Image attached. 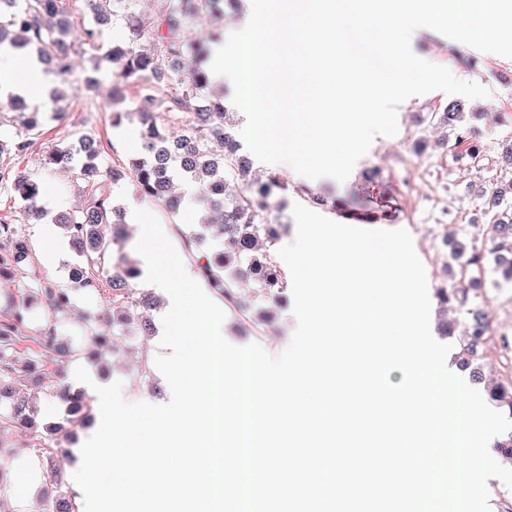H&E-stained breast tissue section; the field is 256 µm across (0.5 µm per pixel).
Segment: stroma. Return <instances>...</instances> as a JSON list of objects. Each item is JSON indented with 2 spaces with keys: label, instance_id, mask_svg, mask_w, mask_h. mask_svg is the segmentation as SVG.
Wrapping results in <instances>:
<instances>
[{
  "label": "stroma",
  "instance_id": "stroma-1",
  "mask_svg": "<svg viewBox=\"0 0 512 512\" xmlns=\"http://www.w3.org/2000/svg\"><path fill=\"white\" fill-rule=\"evenodd\" d=\"M168 6V0H132L127 8L117 4L110 6L109 22L102 28V46H109L111 37L125 35L128 15L150 18ZM240 21L238 15L227 13L218 18L203 8L179 35L189 44L208 45L216 28L229 33ZM411 46L418 56L448 67L457 78L477 82L490 90V97L466 101L465 107L467 121L476 130L478 141L492 160H499L506 144L512 141V59L475 52L474 48L433 31L415 34ZM471 55L477 56L480 62L478 70H468L460 63L461 57ZM94 56V51L84 44H74L70 77L73 91L64 101L56 103L48 99L38 106L42 112H63L64 120L48 122L33 148L25 156L11 161L13 170L48 185L49 191L42 205L48 212L46 220L50 223L63 213L79 214L86 204L87 191L84 181L74 171L46 165L47 147L89 136L97 141L99 161L104 165L115 158L127 160L139 149L136 122L126 120L115 127L111 124V115L134 109V101L140 96L141 89L139 85L118 80L111 66L95 65ZM90 75L95 77L97 84L92 90H83L82 83ZM450 101V95L433 91L403 102L398 108L397 134L376 137L350 177L342 183L330 178L297 182L286 168L254 162L253 167L258 173L279 176L287 185L277 196L275 210L277 221L288 227L280 238L281 244H288L295 237L294 204L305 203L307 193L313 192L355 202L369 212L387 211L390 218L381 221V228H403L411 234L415 251L426 271L428 286L432 289L449 278L438 247L452 231L466 228L478 246L491 248V218L485 214L482 200L469 188L478 176L471 169L463 149L456 147L453 138L449 137L447 128L426 118L427 113L443 111ZM374 166L383 169L382 182L374 183L364 178V170ZM110 190L113 201L125 210L141 208L154 214L168 237H175L176 225L197 221L194 210L175 212L161 201L138 197L130 182L112 183ZM21 230L31 241L33 265L13 276L0 278V320L7 319L27 304L33 316L28 336H38L43 325L53 319L62 324V336L66 341H82L86 324L111 312V301L78 291L70 304L57 312L45 301L33 300L37 282L65 284L66 264L75 259L77 253L65 234H58L49 244L37 241L36 225L25 224ZM237 292L246 310L242 313L227 311L222 326L225 338L237 345L259 343L273 355L282 352L296 326L292 298H285L280 303L260 299L257 289L248 281L240 282ZM479 302L498 326L501 339L512 343V284L499 282L492 275L486 276ZM159 315L156 309L147 314L151 323L150 335H143L136 327L129 335L114 337L112 352L102 363L87 361L80 356L63 360L34 344L25 349V356L34 359L45 375L43 385L31 392L41 416L48 421L57 418L60 407L53 386L58 382L74 384L73 372L80 364L91 374H104L111 381L122 380L123 393L130 401L166 403L170 398L167 382H160L159 393H152L141 371L144 359L155 358L162 352ZM0 440L11 450L10 455L0 458V465L5 467L12 481L11 504L15 512H26L41 492L38 485L29 486L17 481L22 472L40 465L39 460L28 452L32 438L29 433L16 430Z\"/></svg>",
  "mask_w": 512,
  "mask_h": 512
}]
</instances>
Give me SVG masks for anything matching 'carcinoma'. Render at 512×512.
Masks as SVG:
<instances>
[{
    "mask_svg": "<svg viewBox=\"0 0 512 512\" xmlns=\"http://www.w3.org/2000/svg\"><path fill=\"white\" fill-rule=\"evenodd\" d=\"M239 0H178V3L148 21L128 18L130 38L127 43H114L106 52L124 82L138 83L146 88L143 105L134 108L140 128V154L127 162L112 163L101 169L97 163L100 152L90 145L84 151L70 147H52L46 160L53 165L71 164L83 157L79 176L88 188V200L78 219L58 218L67 237L77 247L78 268L74 272V288L88 293H111L112 317L90 326L84 355L97 360L112 351V335L129 324L134 312L156 305V299L138 287L141 270L128 259L114 258V246L121 243L119 225L124 223V210L113 203L107 182L129 180L143 198L167 200L177 208L178 199L167 197L172 183L179 179L194 184L204 207L218 211L221 222L201 221L189 233L178 230L183 249L196 261L201 282L230 309L239 308L238 282L247 279L256 284L265 299L282 300L286 277L275 256L273 246L281 237L283 225L274 221V197L282 189L279 178L251 176V162L240 154L233 134L224 127V99L214 95L207 108L199 105L200 91L210 84L207 67L209 51L196 48L198 65L188 73L179 62L187 51L176 32L201 7L220 17L227 7ZM68 10V0H0V48L36 49L42 60L52 61L63 81H68L67 62L70 44L67 25L61 15ZM142 36L152 38L156 52L145 56L133 49ZM173 89L168 112L187 121V134L172 140L159 123L154 111L153 91L160 85ZM462 103H450L443 112L431 118L448 125L457 144L464 146L470 163L483 178L480 196L489 197L492 213L494 266L488 254L476 242L455 240L450 259L459 263V276L451 283L435 289V298L442 308L460 310L464 327L456 342V365L469 374L471 381L481 379V363L489 357L505 361L499 381L487 389V398L512 416V347L499 345L490 335L491 322L477 301L475 291L481 287L487 271L497 279L512 283V262L503 260L512 255V170L506 172L489 163L483 147L469 134L464 123ZM27 134L13 141L0 143V155L12 157L27 154L42 127V117L32 116L25 123ZM241 184V191L225 197L228 180ZM0 185L11 198L22 204L21 219L43 218L41 199L45 185L28 176L16 175L12 169L0 167ZM0 237L7 243L6 254H0V277L15 273L31 261L28 240L9 216H0ZM38 293L56 311L66 307L71 289L50 282L39 284ZM25 314L18 312L11 322L0 323V435L14 428L25 429L34 439L31 451L46 461L43 480L46 492L31 506L30 512H79L76 496L64 489L60 445H70L79 427L95 421L91 399L84 390L67 384L56 387L63 411L55 422H43L35 409L29 387L43 381L38 366L21 356L17 345L26 339L20 324ZM38 344L63 357L74 356L78 350L59 341L57 325L47 322Z\"/></svg>",
    "mask_w": 512,
    "mask_h": 512,
    "instance_id": "obj_1",
    "label": "carcinoma"
}]
</instances>
